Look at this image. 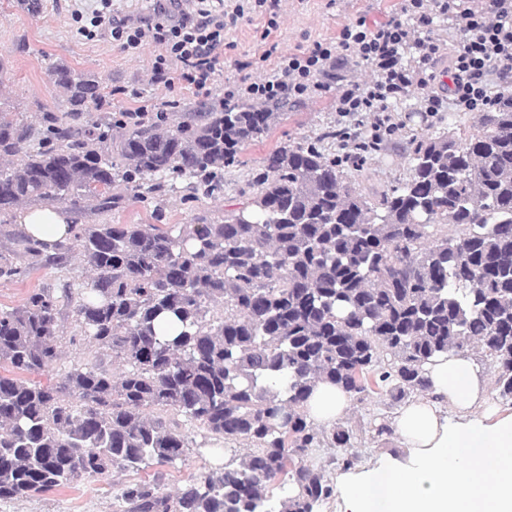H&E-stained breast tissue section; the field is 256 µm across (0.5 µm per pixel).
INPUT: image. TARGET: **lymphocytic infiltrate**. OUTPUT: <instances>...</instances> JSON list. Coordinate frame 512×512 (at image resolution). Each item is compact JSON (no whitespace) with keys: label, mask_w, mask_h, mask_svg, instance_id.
<instances>
[{"label":"lymphocytic infiltrate","mask_w":512,"mask_h":512,"mask_svg":"<svg viewBox=\"0 0 512 512\" xmlns=\"http://www.w3.org/2000/svg\"><path fill=\"white\" fill-rule=\"evenodd\" d=\"M154 0L149 16L136 20L115 13L111 0H96L80 36L110 34L121 52L135 55L153 46L151 83L179 81L182 88L215 105L211 87L224 70V31L246 7L268 12L267 29L278 30L281 0H224L213 14L207 0ZM449 21L447 35L433 31L437 18ZM262 60L273 61L267 77L242 79L224 88V105L251 98L258 111L320 90L318 78L334 61L352 59L371 70L369 80H352L336 89L337 157L355 163L364 148L374 150L401 138L407 122L393 109L410 92L422 95L421 117L430 123L442 112H480L512 87V0H404L399 15L366 26L346 24L336 37L313 40L300 53H286L279 41L262 38Z\"/></svg>","instance_id":"f902f5d3"}]
</instances>
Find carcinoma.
I'll list each match as a JSON object with an SVG mask.
<instances>
[{"label": "carcinoma", "instance_id": "carcinoma-1", "mask_svg": "<svg viewBox=\"0 0 512 512\" xmlns=\"http://www.w3.org/2000/svg\"><path fill=\"white\" fill-rule=\"evenodd\" d=\"M49 79L68 104L40 128L0 109V214L68 202L106 216L184 183L224 191L242 148L276 112L242 98L179 121L154 113L77 125L105 86L64 63ZM407 173L369 195L316 143L283 146L249 179L251 198L219 224L79 229L89 288L29 292L0 310V499L38 496L110 469L185 455L189 422L243 448L174 492L124 483L118 512H317L334 494L311 449L346 448L361 420L326 432L304 410L320 382L362 404L396 406L431 389L424 364L476 350L512 400V92L471 124L411 138ZM76 304L70 341L112 352V370L76 365L60 382L25 375L61 359L57 315ZM173 317L183 330L157 331ZM298 488L275 501L269 487Z\"/></svg>", "mask_w": 512, "mask_h": 512}]
</instances>
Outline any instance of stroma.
Here are the masks:
<instances>
[{"label": "stroma", "instance_id": "35a3bbf8", "mask_svg": "<svg viewBox=\"0 0 512 512\" xmlns=\"http://www.w3.org/2000/svg\"><path fill=\"white\" fill-rule=\"evenodd\" d=\"M41 2L40 12L32 15L17 0H0V55L8 60L5 70L0 72V103L9 105L18 124L37 127L45 108L59 114L65 111L61 93L47 77L49 65L57 62L95 73L110 90L106 102L87 108L82 122L89 123L103 113L146 102L170 103L172 113L178 116L194 111L195 98L180 87L167 89L149 83L153 48H144L131 57L115 49L110 38H78L72 18L77 7L75 0ZM399 9L400 0H283L276 36L284 50L295 52L318 37L336 36L344 24L363 20L371 25L387 20ZM265 26V18L255 15L239 20L236 27L225 31L224 40L229 48L224 52V72L217 76L212 87L213 97H223L225 84L270 73V63L260 60L256 51ZM335 108L336 85L332 82L325 83L312 100L284 107L265 136L244 146L239 167L224 177V194L220 198L186 202L169 195L145 201L128 189L124 192V204L113 210L107 220L113 224H190L202 214L214 220L223 219L225 210L239 206L250 197L252 190L247 180L252 170L261 167L275 149L301 140H315L324 131L335 128ZM403 154V144L389 143L380 152L367 156L360 178L362 190L383 189L402 176L404 168L399 158ZM67 283L76 288L86 287L88 283L74 262H66L62 267L30 263L23 278L0 279V309L19 306L32 290L48 289L57 293ZM397 448L396 438L380 440L366 433L353 440L349 448L323 445L313 448L309 457L326 465L328 474L332 475L337 468L330 465V458L351 455L363 462ZM224 460V442L199 434L181 460L164 466L149 464L139 475L146 479L158 475L166 488H181L209 470L222 467ZM125 478V473L112 471L40 496L0 500V512H116L117 495Z\"/></svg>", "mask_w": 512, "mask_h": 512}]
</instances>
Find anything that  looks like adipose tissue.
Returning a JSON list of instances; mask_svg holds the SVG:
<instances>
[{
	"label": "adipose tissue",
	"instance_id": "ef3b65f1",
	"mask_svg": "<svg viewBox=\"0 0 512 512\" xmlns=\"http://www.w3.org/2000/svg\"><path fill=\"white\" fill-rule=\"evenodd\" d=\"M20 223L47 252L70 235L59 208L29 210ZM425 369L431 393L390 424L404 455L337 473V512H512V412L472 417L488 401L489 380L470 356L443 354ZM349 405L340 386L320 383L306 409L314 424L329 427Z\"/></svg>",
	"mask_w": 512,
	"mask_h": 512
}]
</instances>
